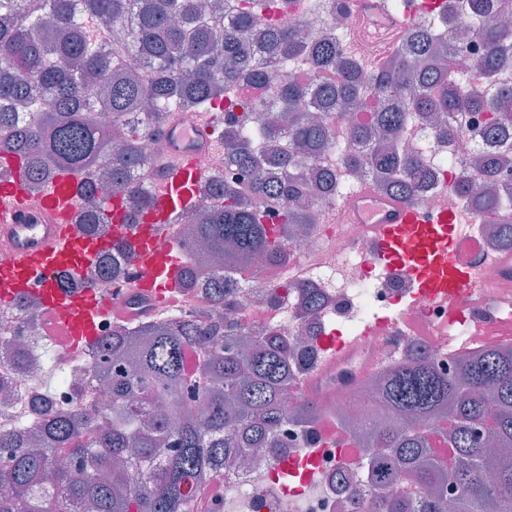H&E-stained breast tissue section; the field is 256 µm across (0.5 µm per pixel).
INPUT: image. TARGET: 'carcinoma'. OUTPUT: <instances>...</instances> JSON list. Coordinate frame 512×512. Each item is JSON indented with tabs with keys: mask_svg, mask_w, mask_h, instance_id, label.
<instances>
[{
	"mask_svg": "<svg viewBox=\"0 0 512 512\" xmlns=\"http://www.w3.org/2000/svg\"><path fill=\"white\" fill-rule=\"evenodd\" d=\"M410 29L384 65L343 56L341 36L305 33L298 24L254 28L263 12L288 11L292 0H0V178L7 154L19 161L24 186L43 189L59 172L80 174V194L94 197L108 178L112 189L77 221L96 237L111 224L114 199L137 217L153 192L134 174L144 168L142 136L164 135L176 112H212L216 147L242 166L288 175V185L259 179L248 187L209 174L198 194L211 199L184 215L205 245L187 257L185 290L205 287L218 304L234 288L212 273L211 260L242 264L275 252L288 261V238L264 224L258 202L283 194L333 196L347 179L323 168L324 155L345 142L363 147L345 158L366 169L386 193L411 199L423 163L398 147L414 119L431 118L442 135L464 108L491 111L490 130L511 146L476 156V176L457 186L466 203L492 213L512 205V187L496 173L512 165V86L498 84L512 63V28L488 25V12L512 16V0H447ZM464 29L486 46L471 74L451 65L453 31ZM140 72L130 73L131 60ZM278 65L282 80L254 108L267 116L224 111L236 102L243 76L258 79ZM307 72L309 81L293 75ZM389 106L372 122L343 126L346 106L369 97ZM112 113L107 133L100 113ZM318 210L284 211L283 233L316 223ZM112 251L90 273H111ZM108 347L125 363L114 374L96 366L91 377L112 391V409L85 406L59 412L34 398V422L0 431V512H194L203 483L228 457L267 447L288 417L293 366L288 345L267 336L243 337L219 315H188L116 323ZM194 348V397L186 351ZM87 363L71 364L73 388L85 389ZM386 413H367L365 469L376 495L373 512H512V348H489L460 359L444 375L424 354L392 368L382 383ZM97 428L87 445L83 433ZM446 448L450 458L437 455ZM66 459L67 465L58 461Z\"/></svg>",
	"mask_w": 512,
	"mask_h": 512,
	"instance_id": "1",
	"label": "carcinoma"
}]
</instances>
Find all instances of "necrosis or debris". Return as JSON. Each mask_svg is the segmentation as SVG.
I'll return each mask as SVG.
<instances>
[{"label":"necrosis or debris","instance_id":"1","mask_svg":"<svg viewBox=\"0 0 512 512\" xmlns=\"http://www.w3.org/2000/svg\"><path fill=\"white\" fill-rule=\"evenodd\" d=\"M489 119L485 111L464 113V133L449 140L415 123L401 141L402 154L422 158L427 170L413 204L428 215L452 208L457 231L451 258L469 270L476 287L449 301H404L406 283L386 279L368 262L369 241L361 224L314 225L305 240L290 243L287 262L277 263L260 253L251 264L228 271L239 289L232 307L224 311L225 321L238 330L285 339L296 346L297 380L288 391V402L301 404L306 382H313L322 421L306 426L285 421L274 446L244 466L225 467L219 492L200 498L198 512H344L355 496L364 504L362 512H371L372 493L359 436L350 429L326 430L325 422L355 418L377 408L375 378L406 361L414 350H422L445 373L462 356L512 347V239L492 235L484 213L455 192L469 157L491 147L479 136ZM312 288L324 302L304 318L296 308ZM273 290L279 299L272 305L266 297ZM332 322L353 334L368 324L376 330L334 371L312 376L311 368L322 354L325 328ZM36 375L33 369L0 368V383L13 392L12 401L0 405V422L13 423L21 412L34 416L29 384ZM301 455L312 457L314 477L284 488L276 478L278 466L284 458Z\"/></svg>","mask_w":512,"mask_h":512}]
</instances>
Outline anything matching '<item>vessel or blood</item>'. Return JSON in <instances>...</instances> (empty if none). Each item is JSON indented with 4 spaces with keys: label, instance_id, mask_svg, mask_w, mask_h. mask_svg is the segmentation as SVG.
<instances>
[{
    "label": "vessel or blood",
    "instance_id": "obj_1",
    "mask_svg": "<svg viewBox=\"0 0 512 512\" xmlns=\"http://www.w3.org/2000/svg\"><path fill=\"white\" fill-rule=\"evenodd\" d=\"M357 14H368L376 33L406 31L408 15L395 14L389 0H354ZM212 117L207 112L176 113L166 134L164 174L156 183L154 204L141 221L128 224L120 202L112 204V240L123 244L132 259L133 272L123 295L106 298L88 285L86 273L102 244L89 241L75 216L79 196L78 173H59L39 195L26 192L20 174L0 180V249L10 252L9 265L0 267V301L12 302L36 294L51 333L59 345L69 341H94L99 323L126 317L125 300L148 296L174 304L181 293L180 276L186 256L178 247L158 252V239L169 238L187 210L204 177L195 155L209 145ZM339 224L365 225L371 263L410 281L418 296L442 300L471 287V275L453 264L448 254L451 215L441 212L427 219L409 201L383 196L372 185H361L336 211ZM73 280L61 287L60 276ZM360 343L356 336H336L326 362L335 365Z\"/></svg>",
    "mask_w": 512,
    "mask_h": 512
}]
</instances>
